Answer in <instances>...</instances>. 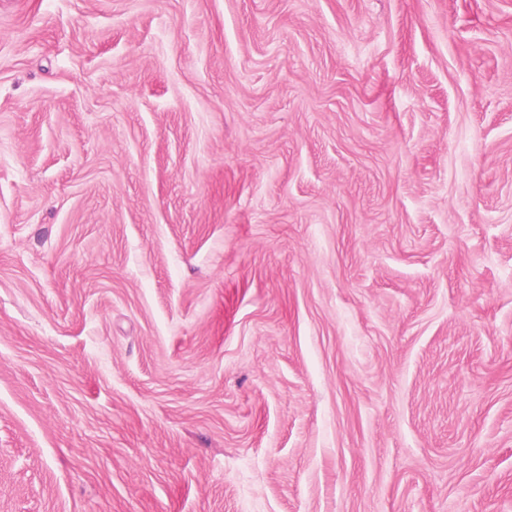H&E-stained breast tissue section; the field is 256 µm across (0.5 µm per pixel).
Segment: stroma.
Instances as JSON below:
<instances>
[{
  "mask_svg": "<svg viewBox=\"0 0 512 512\" xmlns=\"http://www.w3.org/2000/svg\"><path fill=\"white\" fill-rule=\"evenodd\" d=\"M0 512H512V0H0Z\"/></svg>",
  "mask_w": 512,
  "mask_h": 512,
  "instance_id": "obj_1",
  "label": "stroma"
}]
</instances>
